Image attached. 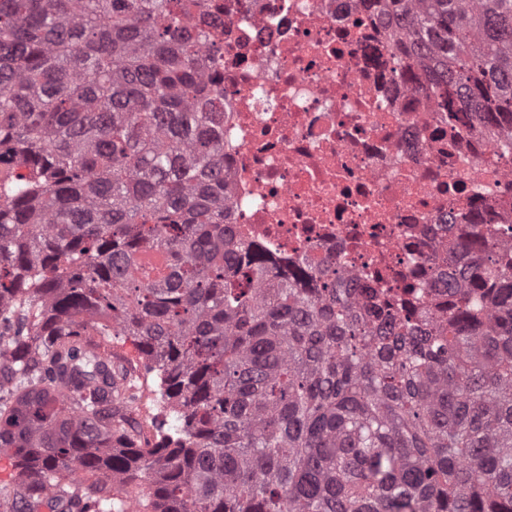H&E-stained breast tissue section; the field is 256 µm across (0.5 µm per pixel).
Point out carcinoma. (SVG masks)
<instances>
[{
	"label": "carcinoma",
	"mask_w": 512,
	"mask_h": 512,
	"mask_svg": "<svg viewBox=\"0 0 512 512\" xmlns=\"http://www.w3.org/2000/svg\"><path fill=\"white\" fill-rule=\"evenodd\" d=\"M450 112L512 122V0H393ZM204 0H0V452L25 512H512V246L379 317L224 223ZM160 250L152 274L141 254ZM131 336L179 436L127 416Z\"/></svg>",
	"instance_id": "carcinoma-1"
}]
</instances>
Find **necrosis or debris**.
Segmentation results:
<instances>
[{"label": "necrosis or debris", "mask_w": 512, "mask_h": 512, "mask_svg": "<svg viewBox=\"0 0 512 512\" xmlns=\"http://www.w3.org/2000/svg\"><path fill=\"white\" fill-rule=\"evenodd\" d=\"M237 239L330 267L363 303H446L431 258L512 223V153L430 90L374 0H205Z\"/></svg>", "instance_id": "4bbe7bcc"}]
</instances>
